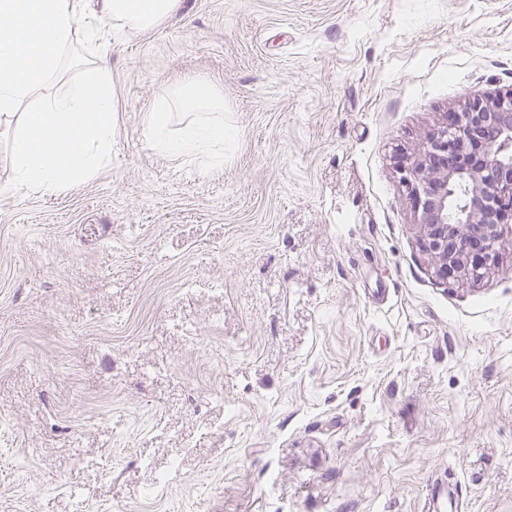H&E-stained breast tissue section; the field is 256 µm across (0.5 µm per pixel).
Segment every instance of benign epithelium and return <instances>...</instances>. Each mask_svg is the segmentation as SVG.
Instances as JSON below:
<instances>
[{"label":"benign epithelium","mask_w":512,"mask_h":512,"mask_svg":"<svg viewBox=\"0 0 512 512\" xmlns=\"http://www.w3.org/2000/svg\"><path fill=\"white\" fill-rule=\"evenodd\" d=\"M397 166L435 275L480 277L496 262L499 228L512 224V89L448 113Z\"/></svg>","instance_id":"7a95c632"}]
</instances>
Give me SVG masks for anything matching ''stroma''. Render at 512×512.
<instances>
[{"label": "stroma", "mask_w": 512, "mask_h": 512, "mask_svg": "<svg viewBox=\"0 0 512 512\" xmlns=\"http://www.w3.org/2000/svg\"><path fill=\"white\" fill-rule=\"evenodd\" d=\"M108 65L83 182L0 119V512H512V227L439 281L396 168L512 88V0H181ZM186 80L223 167L145 138Z\"/></svg>", "instance_id": "1"}]
</instances>
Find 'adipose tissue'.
Returning <instances> with one entry per match:
<instances>
[{
  "label": "adipose tissue",
  "mask_w": 512,
  "mask_h": 512,
  "mask_svg": "<svg viewBox=\"0 0 512 512\" xmlns=\"http://www.w3.org/2000/svg\"><path fill=\"white\" fill-rule=\"evenodd\" d=\"M180 0H0V116L20 118L11 148L12 184L52 194L96 173L112 146L114 101L107 64L75 84H59L72 37L82 31L90 53L103 48L101 33L143 32L177 11ZM58 88L29 107L35 92ZM212 112L211 120L169 129L172 108ZM224 100L211 87L184 82L166 89L145 118L151 147L175 159L224 163Z\"/></svg>",
  "instance_id": "obj_1"
}]
</instances>
